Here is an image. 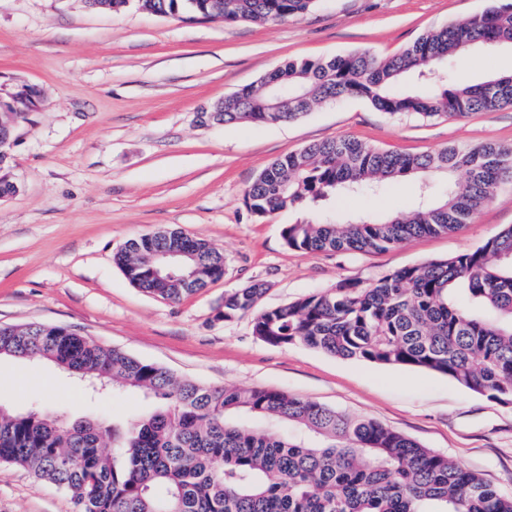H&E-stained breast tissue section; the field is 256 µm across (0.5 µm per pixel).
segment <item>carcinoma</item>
I'll use <instances>...</instances> for the list:
<instances>
[{"mask_svg":"<svg viewBox=\"0 0 512 512\" xmlns=\"http://www.w3.org/2000/svg\"><path fill=\"white\" fill-rule=\"evenodd\" d=\"M316 0H139L153 14L207 21L298 18ZM512 44V0H496L460 23L421 34L391 55L369 52L293 59L224 98V124L297 120L318 104L359 98L390 116L463 120L512 106V74L469 85L431 68L474 46ZM414 174L446 180L410 212L342 224H286V245L303 252H382L410 237L460 231L512 180V145L487 142L428 153L385 150L352 137L314 142L263 168L245 199L265 217L316 213L338 194L379 193ZM194 255L158 272V254ZM132 285L177 302L224 276V254L177 232L143 235L113 256ZM265 284L224 294L218 318L252 315L272 346L301 344L343 359L426 370L512 405V225L471 250L393 271L369 284L328 290L259 310ZM0 355L39 358L117 397L139 390L155 407L121 424L106 417L63 422L37 400L0 407V462L28 469L65 492L74 512H512L479 474L373 419L274 389L211 387L56 325H0Z\"/></svg>","mask_w":512,"mask_h":512,"instance_id":"1","label":"carcinoma"}]
</instances>
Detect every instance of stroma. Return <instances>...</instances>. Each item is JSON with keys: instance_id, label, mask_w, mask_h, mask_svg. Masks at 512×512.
<instances>
[{"instance_id": "35a3bbf8", "label": "stroma", "mask_w": 512, "mask_h": 512, "mask_svg": "<svg viewBox=\"0 0 512 512\" xmlns=\"http://www.w3.org/2000/svg\"><path fill=\"white\" fill-rule=\"evenodd\" d=\"M491 4L317 0L296 19L224 24L136 7L96 11L84 0H0V81H26L42 91L38 111L15 129L4 168L16 191L0 200V325L66 326L206 385L277 389L366 416L512 495V406L438 373L299 344L272 346L254 336L250 316L218 317L233 288L265 283L258 306L274 308L341 280L368 284L452 257L512 225V184L505 183L458 233L412 237L384 252L296 251L281 231L301 212L260 218L245 201L246 187L272 160L343 136L416 153L512 145V107L427 121L347 98L275 125L200 119L287 60L353 51L386 56ZM448 67L468 84L510 74L512 45L470 51ZM422 199L413 177L376 196L336 200L321 218L409 211ZM166 228L223 251V278L176 303L131 285L113 254ZM36 397L67 419L104 408L121 422L151 405L135 391L93 398L52 364L1 356L0 404L20 410ZM0 512H73V505L49 482L2 463Z\"/></svg>"}]
</instances>
